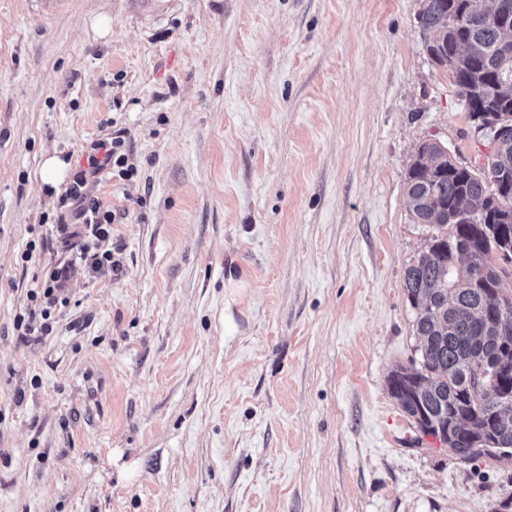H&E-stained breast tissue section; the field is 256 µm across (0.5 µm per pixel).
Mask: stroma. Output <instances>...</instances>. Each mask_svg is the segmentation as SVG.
I'll use <instances>...</instances> for the list:
<instances>
[{
  "mask_svg": "<svg viewBox=\"0 0 512 512\" xmlns=\"http://www.w3.org/2000/svg\"><path fill=\"white\" fill-rule=\"evenodd\" d=\"M422 0H0V512H497L512 458L417 439L407 174L489 151ZM84 191L117 271L56 224ZM66 164L43 183L44 154ZM37 248L23 260L29 242ZM69 264L53 330L28 291ZM124 141L121 136H112L98 140L92 145L86 154V165L79 176L74 178L61 197V207L69 204L68 212H61L57 216V224H86L89 235L96 241L94 251L92 246L86 247L80 253V258L96 272L105 270H117L119 262L114 260L111 250L98 249V241H105L110 237L111 224H114L115 215L109 210L101 208V204L95 200H88L83 193V185L88 177L99 178L100 175L112 170L114 173L126 179L136 173V168L129 164V158L123 152ZM67 215L72 222L67 221ZM64 271V267L46 269L42 279L37 278L36 286L29 289L31 307L14 318V328L21 336L46 335L52 331L56 311L67 305V299L60 294Z\"/></svg>",
  "mask_w": 512,
  "mask_h": 512,
  "instance_id": "obj_1",
  "label": "stroma"
}]
</instances>
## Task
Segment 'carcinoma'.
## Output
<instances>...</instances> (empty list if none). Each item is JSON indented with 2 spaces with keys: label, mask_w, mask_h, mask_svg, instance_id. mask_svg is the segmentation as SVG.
<instances>
[{
  "label": "carcinoma",
  "mask_w": 512,
  "mask_h": 512,
  "mask_svg": "<svg viewBox=\"0 0 512 512\" xmlns=\"http://www.w3.org/2000/svg\"><path fill=\"white\" fill-rule=\"evenodd\" d=\"M477 0H423L428 57L450 74L479 131L492 133L486 170L426 141L410 166L414 223L428 250L405 291L415 311L417 357L389 377V390L424 436L463 461L512 456V25L491 22Z\"/></svg>",
  "instance_id": "carcinoma-1"
}]
</instances>
